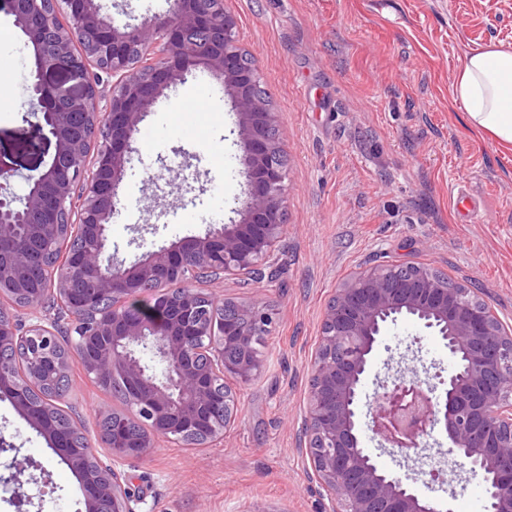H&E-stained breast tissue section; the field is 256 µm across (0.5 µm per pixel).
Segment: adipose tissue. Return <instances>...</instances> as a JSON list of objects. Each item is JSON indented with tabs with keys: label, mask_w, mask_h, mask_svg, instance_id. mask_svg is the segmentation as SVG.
I'll return each mask as SVG.
<instances>
[{
	"label": "adipose tissue",
	"mask_w": 512,
	"mask_h": 512,
	"mask_svg": "<svg viewBox=\"0 0 512 512\" xmlns=\"http://www.w3.org/2000/svg\"><path fill=\"white\" fill-rule=\"evenodd\" d=\"M452 98L470 129L512 149V45L490 44L466 52L456 70Z\"/></svg>",
	"instance_id": "adipose-tissue-1"
}]
</instances>
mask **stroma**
Instances as JSON below:
<instances>
[{
    "label": "stroma",
    "mask_w": 512,
    "mask_h": 512,
    "mask_svg": "<svg viewBox=\"0 0 512 512\" xmlns=\"http://www.w3.org/2000/svg\"><path fill=\"white\" fill-rule=\"evenodd\" d=\"M259 69L285 144L287 219L262 279L190 280L218 299H262L274 311L265 364L236 386L238 416L222 440L190 448L156 439L120 465L137 512H332L300 447L312 358L339 283L363 266L415 262L470 288L512 329V151L467 129L451 88L460 58L512 44V0H224ZM0 151L25 124L32 60L0 9ZM196 96L200 111L180 106ZM110 221V250L134 261L233 219L244 197L236 117L224 82L203 68L165 90L140 123ZM476 209L462 221L456 192ZM455 369L441 340L415 323L386 324L361 387L415 376L443 395ZM65 405L90 439L103 407L122 404L80 367ZM0 512H83L77 479L0 396ZM392 477L445 512H485L480 478L448 452L445 434L408 454L362 430Z\"/></svg>",
    "instance_id": "35a3bbf8"
}]
</instances>
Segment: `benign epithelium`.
<instances>
[{
  "mask_svg": "<svg viewBox=\"0 0 512 512\" xmlns=\"http://www.w3.org/2000/svg\"><path fill=\"white\" fill-rule=\"evenodd\" d=\"M0 7L32 52L26 112L41 134L32 152L41 171L22 195L11 186L17 154H0V393L77 476L85 512H99L104 500L112 512H135L113 464L145 457L157 437L182 442L204 429L202 446L222 439L237 401L232 392L215 401L217 386L228 378L247 384L264 366L260 341L273 322L264 302L223 308L198 289L172 291L189 273L253 275L273 257L286 211L277 113L250 90L258 69L244 62L224 0H169L166 14L123 28L97 0H3ZM92 63L119 76L106 95L90 78ZM200 67L224 80L236 111L247 183L240 219L119 264L108 224L121 202L129 143L164 90ZM84 175L75 221L73 190ZM18 224L28 228L24 241ZM146 294L154 314L130 311ZM18 311L33 322L18 323ZM400 317L440 336L457 370L442 397L428 395L417 378L399 377L362 405L381 328ZM76 364L103 391L121 376L129 396L120 420L143 428L112 444V465H99L91 480L94 444L84 436L82 452H73V435L52 413L64 395L25 397ZM363 422L389 447L415 452L428 433L444 432L449 453L492 484V512H512V331L488 303L434 269L359 268L324 312L303 448L345 512H440L362 447Z\"/></svg>",
  "mask_w": 512,
  "mask_h": 512,
  "instance_id": "7a95c632",
  "label": "benign epithelium"
}]
</instances>
